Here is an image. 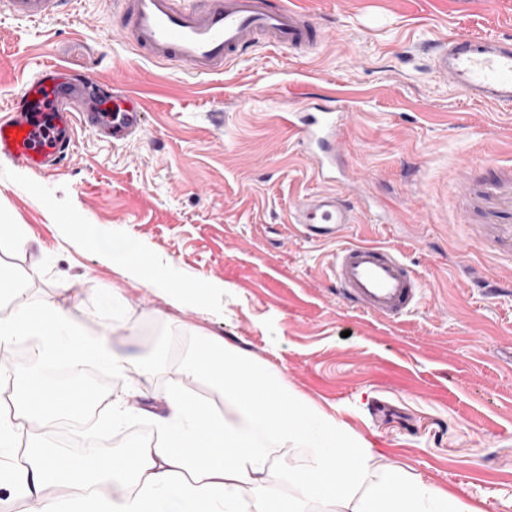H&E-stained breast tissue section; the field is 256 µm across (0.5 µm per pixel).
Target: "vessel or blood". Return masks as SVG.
I'll use <instances>...</instances> for the list:
<instances>
[{
    "label": "vessel or blood",
    "mask_w": 512,
    "mask_h": 512,
    "mask_svg": "<svg viewBox=\"0 0 512 512\" xmlns=\"http://www.w3.org/2000/svg\"><path fill=\"white\" fill-rule=\"evenodd\" d=\"M60 0H0V9L29 20L52 12ZM125 41L148 60L170 64L195 77L223 72L241 52L264 42L273 48L315 51L326 33L287 0H117ZM438 72L471 100L512 108V39L454 35L434 58ZM87 77L47 64L0 111V158L34 173L56 172L70 156L77 127L122 141L140 131L144 114L127 79L90 95ZM344 113L331 97H305L288 112V123L313 160L316 175L333 180L339 166L336 136ZM293 218L310 240L338 239L355 223L345 194L322 192L299 200ZM343 299L362 311L399 318L419 307L421 280L392 248L346 244L330 262Z\"/></svg>",
    "instance_id": "1"
}]
</instances>
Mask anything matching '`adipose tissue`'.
Instances as JSON below:
<instances>
[{"label": "adipose tissue", "instance_id": "1", "mask_svg": "<svg viewBox=\"0 0 512 512\" xmlns=\"http://www.w3.org/2000/svg\"><path fill=\"white\" fill-rule=\"evenodd\" d=\"M86 244L111 258L113 266L153 286L151 258L126 238L89 229ZM24 336L42 339L38 369L28 375L23 400L0 411V448H11L23 422L46 425L76 415L79 392L56 386L53 368L61 361L80 367L93 360L122 375L126 357L116 347L84 337L72 309L44 304L0 319V343ZM224 389L236 410L234 420L211 414L181 391H173L159 417L160 436L133 455L96 459L93 469L60 451L32 449L27 465L9 473L15 496L30 497L63 482L72 496L54 501L51 512H273L280 473L279 448H308L309 465L291 472L298 496L289 512L308 503H351V512H475L474 507L420 477L390 470L373 475L374 450L352 438L342 423L291 398L279 377L242 357L223 340L199 331L185 363ZM134 475L136 490L103 498L94 476Z\"/></svg>", "mask_w": 512, "mask_h": 512}]
</instances>
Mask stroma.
<instances>
[{"mask_svg": "<svg viewBox=\"0 0 512 512\" xmlns=\"http://www.w3.org/2000/svg\"><path fill=\"white\" fill-rule=\"evenodd\" d=\"M292 3L328 31L316 52L254 48L205 79L129 46L114 0H64L36 21L0 13V109L53 63L102 84L123 73L146 114L124 141L78 129L51 174L0 159V215L27 231L24 246L0 251L22 281L0 318L71 308L89 339L127 355L123 375L95 366L103 407L71 459L156 440L174 387L233 419L223 388L184 369L202 329L368 442L376 472L421 476L477 512H512V110L467 100L427 51L453 34L512 37V0ZM307 94L357 107L341 132L346 172L329 184L283 120ZM353 186L377 207L358 204L343 240L302 237L295 202ZM88 224L142 244L152 278L197 281L199 298L173 305L82 247ZM344 241L416 265L420 308L393 320L342 299L327 262ZM105 288L121 290L122 311ZM120 392L128 413L117 420Z\"/></svg>", "mask_w": 512, "mask_h": 512, "instance_id": "obj_1", "label": "stroma"}]
</instances>
